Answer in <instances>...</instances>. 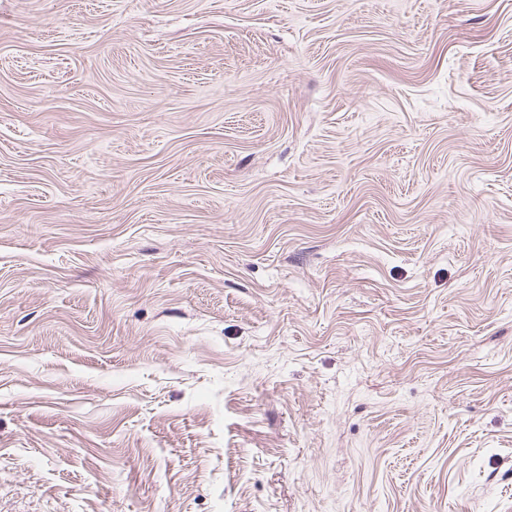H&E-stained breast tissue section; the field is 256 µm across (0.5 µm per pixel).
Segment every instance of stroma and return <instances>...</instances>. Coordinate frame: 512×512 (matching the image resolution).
<instances>
[{
    "mask_svg": "<svg viewBox=\"0 0 512 512\" xmlns=\"http://www.w3.org/2000/svg\"><path fill=\"white\" fill-rule=\"evenodd\" d=\"M0 512H512V0H0Z\"/></svg>",
    "mask_w": 512,
    "mask_h": 512,
    "instance_id": "stroma-1",
    "label": "stroma"
}]
</instances>
